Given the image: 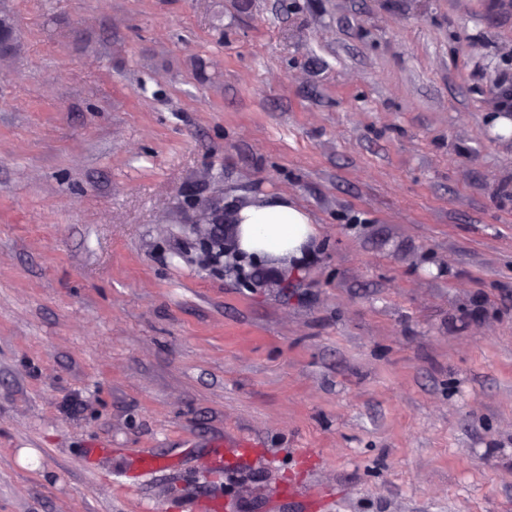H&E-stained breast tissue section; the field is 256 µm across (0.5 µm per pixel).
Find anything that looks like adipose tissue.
Masks as SVG:
<instances>
[{"label":"adipose tissue","mask_w":512,"mask_h":512,"mask_svg":"<svg viewBox=\"0 0 512 512\" xmlns=\"http://www.w3.org/2000/svg\"><path fill=\"white\" fill-rule=\"evenodd\" d=\"M235 221L239 250L271 260L302 258L317 235L302 208L280 199L243 207Z\"/></svg>","instance_id":"ef3b65f1"}]
</instances>
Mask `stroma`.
<instances>
[{"label": "stroma", "mask_w": 512, "mask_h": 512, "mask_svg": "<svg viewBox=\"0 0 512 512\" xmlns=\"http://www.w3.org/2000/svg\"><path fill=\"white\" fill-rule=\"evenodd\" d=\"M1 14L0 512H512V0ZM238 249L271 260L300 259L312 247L317 231L295 204L275 200L239 209L234 215Z\"/></svg>", "instance_id": "stroma-1"}]
</instances>
